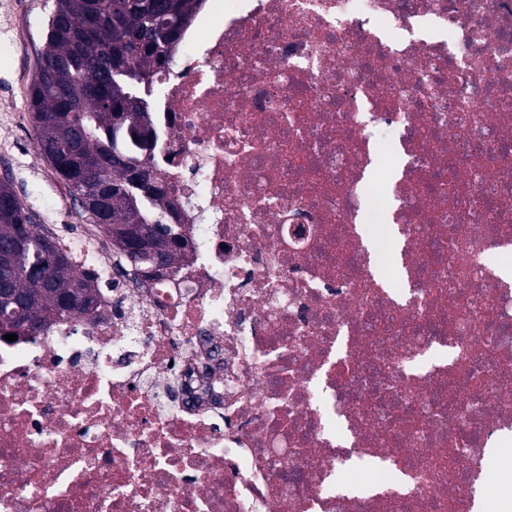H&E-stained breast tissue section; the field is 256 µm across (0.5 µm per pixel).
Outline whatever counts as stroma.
<instances>
[{
  "label": "stroma",
  "instance_id": "obj_1",
  "mask_svg": "<svg viewBox=\"0 0 512 512\" xmlns=\"http://www.w3.org/2000/svg\"><path fill=\"white\" fill-rule=\"evenodd\" d=\"M56 0H11L0 10V176L32 211L36 223L56 233L85 224L70 189L35 147L28 92Z\"/></svg>",
  "mask_w": 512,
  "mask_h": 512
}]
</instances>
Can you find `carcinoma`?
Returning <instances> with one entry per match:
<instances>
[{
    "instance_id": "1",
    "label": "carcinoma",
    "mask_w": 512,
    "mask_h": 512,
    "mask_svg": "<svg viewBox=\"0 0 512 512\" xmlns=\"http://www.w3.org/2000/svg\"><path fill=\"white\" fill-rule=\"evenodd\" d=\"M204 0H57L29 89L38 153L139 270L172 266L181 239L165 192H146L134 178L151 163L144 89L167 69L182 29ZM140 131L133 139L127 127ZM112 187L107 222L91 209L97 187ZM24 230L32 240L0 268V326L41 332L52 319L85 312L98 286L77 276L56 237L34 223L7 180H0V246Z\"/></svg>"
}]
</instances>
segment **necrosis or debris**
<instances>
[{
  "instance_id": "1",
  "label": "necrosis or debris",
  "mask_w": 512,
  "mask_h": 512,
  "mask_svg": "<svg viewBox=\"0 0 512 512\" xmlns=\"http://www.w3.org/2000/svg\"><path fill=\"white\" fill-rule=\"evenodd\" d=\"M174 55L149 128L184 257L141 281L98 228L60 240L99 303L0 338V512H484L512 0H204Z\"/></svg>"
}]
</instances>
